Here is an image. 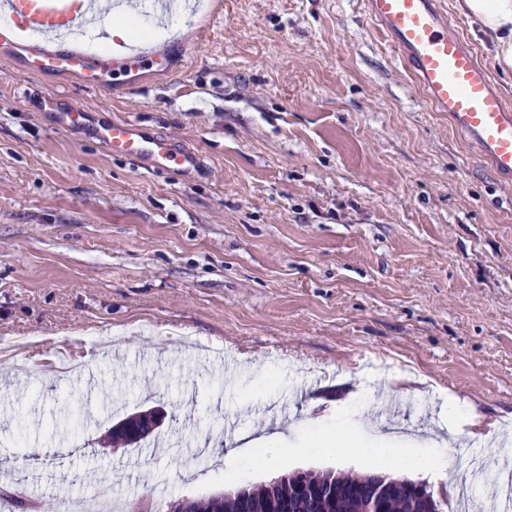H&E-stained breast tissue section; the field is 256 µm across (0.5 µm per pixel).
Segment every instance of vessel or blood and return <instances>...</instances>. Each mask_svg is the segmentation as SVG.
<instances>
[{
  "instance_id": "vessel-or-blood-1",
  "label": "vessel or blood",
  "mask_w": 512,
  "mask_h": 512,
  "mask_svg": "<svg viewBox=\"0 0 512 512\" xmlns=\"http://www.w3.org/2000/svg\"><path fill=\"white\" fill-rule=\"evenodd\" d=\"M364 2L427 99L478 146L495 173L512 175V105L495 88L489 66L450 29L441 0ZM103 33L97 0H0V44L22 50L27 67L37 72L75 73L87 87L117 74L134 87L145 72L170 63L169 56L150 48L97 52L74 42ZM65 122L88 127L112 155L155 170L188 174L200 162L195 152L174 149L136 122L99 124L93 113L80 109L66 113Z\"/></svg>"
}]
</instances>
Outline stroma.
Instances as JSON below:
<instances>
[{"instance_id": "1", "label": "stroma", "mask_w": 512, "mask_h": 512, "mask_svg": "<svg viewBox=\"0 0 512 512\" xmlns=\"http://www.w3.org/2000/svg\"><path fill=\"white\" fill-rule=\"evenodd\" d=\"M442 2L512 104V73ZM182 17L156 45L171 69L133 88L35 74L0 47V340L41 361L86 346L99 390L0 383V484L35 512L99 480L165 512L298 470L401 475L386 433L411 457L469 456L512 423V178L429 103L360 0H199ZM48 92L201 166L113 156L44 112ZM452 396L472 418H446ZM80 407L100 426L74 427ZM149 408L166 419L140 446L98 445ZM343 412V454L298 455L309 414ZM230 419L280 427L288 454L242 459Z\"/></svg>"}]
</instances>
